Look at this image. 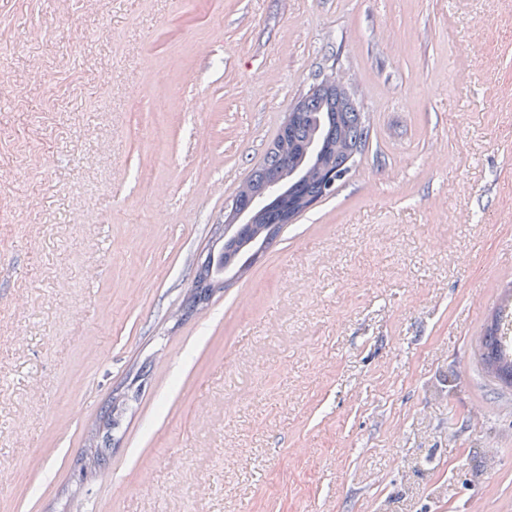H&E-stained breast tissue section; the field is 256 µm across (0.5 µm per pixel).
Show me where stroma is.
<instances>
[{"instance_id": "35a3bbf8", "label": "stroma", "mask_w": 512, "mask_h": 512, "mask_svg": "<svg viewBox=\"0 0 512 512\" xmlns=\"http://www.w3.org/2000/svg\"><path fill=\"white\" fill-rule=\"evenodd\" d=\"M334 71L368 147L181 319ZM1 85L0 512H512V393L474 359L512 283V0H0ZM137 392L128 389L112 393L111 398L102 407L97 423L91 433L92 444L86 448L82 457L83 467L92 470L100 467L109 458L112 442L121 428L122 417L130 403L137 400Z\"/></svg>"}]
</instances>
